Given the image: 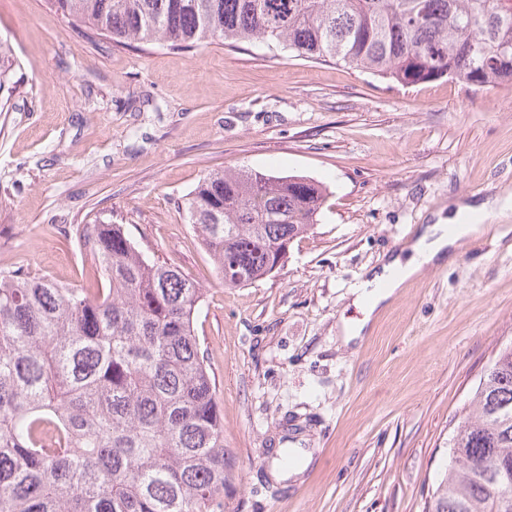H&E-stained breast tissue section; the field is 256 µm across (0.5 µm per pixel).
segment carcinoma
I'll list each match as a JSON object with an SVG mask.
<instances>
[{"label":"carcinoma","instance_id":"cac0c4a2","mask_svg":"<svg viewBox=\"0 0 512 512\" xmlns=\"http://www.w3.org/2000/svg\"><path fill=\"white\" fill-rule=\"evenodd\" d=\"M117 45L260 42L402 85L512 83V0H48ZM13 63L0 43V92ZM328 188L249 168L186 203L226 288L267 276ZM108 288L0 271V512H224V416L194 322L203 293L120 224L68 231ZM426 512H512V345L476 387Z\"/></svg>","mask_w":512,"mask_h":512}]
</instances>
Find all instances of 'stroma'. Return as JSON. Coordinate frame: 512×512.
<instances>
[{
    "mask_svg": "<svg viewBox=\"0 0 512 512\" xmlns=\"http://www.w3.org/2000/svg\"><path fill=\"white\" fill-rule=\"evenodd\" d=\"M20 88L0 112V270L104 287L64 231L123 225L204 292L196 334L230 463L224 512H426L448 441L512 343V233L487 216L374 319L351 293L437 213L512 193V85L402 86L261 43L116 46L47 0H0ZM306 175L330 194L272 274L227 288L189 224L210 173ZM310 448L295 480L276 449Z\"/></svg>",
    "mask_w": 512,
    "mask_h": 512,
    "instance_id": "obj_1",
    "label": "stroma"
}]
</instances>
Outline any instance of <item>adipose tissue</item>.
<instances>
[{
  "label": "adipose tissue",
  "instance_id": "1",
  "mask_svg": "<svg viewBox=\"0 0 512 512\" xmlns=\"http://www.w3.org/2000/svg\"><path fill=\"white\" fill-rule=\"evenodd\" d=\"M486 228L480 224H458L448 227L444 218L426 225L408 247L409 259L393 256L379 267L371 270L359 288L352 293V303L363 312L362 319L342 322L340 326L343 343L363 336L378 310L386 307L404 283L417 276L423 265L446 264L452 259L462 238L478 237Z\"/></svg>",
  "mask_w": 512,
  "mask_h": 512
}]
</instances>
